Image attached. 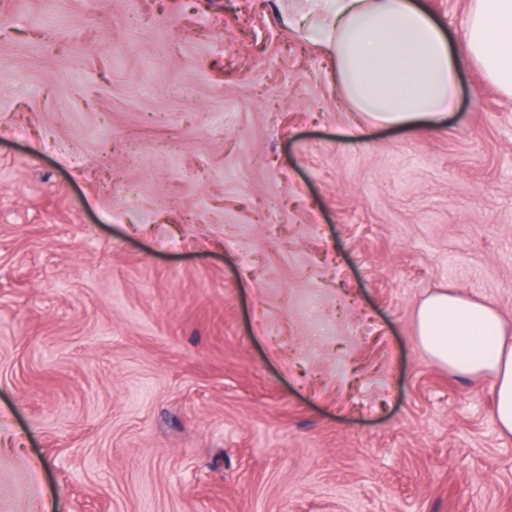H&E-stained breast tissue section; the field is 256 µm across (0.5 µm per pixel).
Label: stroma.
<instances>
[{
  "mask_svg": "<svg viewBox=\"0 0 512 512\" xmlns=\"http://www.w3.org/2000/svg\"><path fill=\"white\" fill-rule=\"evenodd\" d=\"M281 0H0V512H512L448 291L512 336V98L368 127Z\"/></svg>",
  "mask_w": 512,
  "mask_h": 512,
  "instance_id": "stroma-1",
  "label": "stroma"
}]
</instances>
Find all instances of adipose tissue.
Masks as SVG:
<instances>
[{
  "mask_svg": "<svg viewBox=\"0 0 512 512\" xmlns=\"http://www.w3.org/2000/svg\"><path fill=\"white\" fill-rule=\"evenodd\" d=\"M280 19L325 50L361 125L444 127L467 59L512 96V0H471L454 35L424 0H296ZM418 337L450 371L492 378L496 423L512 435V345L496 310L457 294L432 295L419 310Z\"/></svg>",
  "mask_w": 512,
  "mask_h": 512,
  "instance_id": "1",
  "label": "adipose tissue"
}]
</instances>
